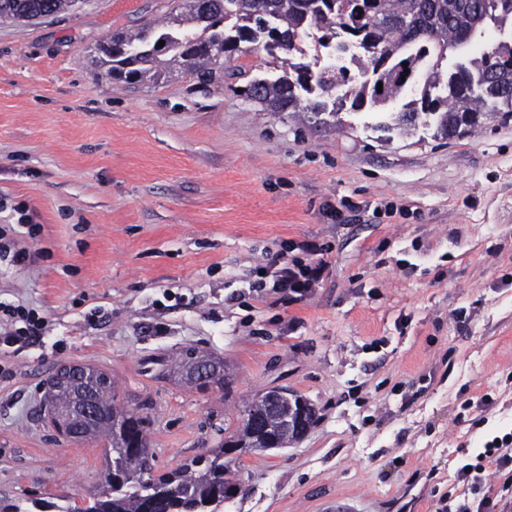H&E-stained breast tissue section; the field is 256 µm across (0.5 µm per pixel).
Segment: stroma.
<instances>
[{"instance_id":"1","label":"stroma","mask_w":512,"mask_h":512,"mask_svg":"<svg viewBox=\"0 0 512 512\" xmlns=\"http://www.w3.org/2000/svg\"><path fill=\"white\" fill-rule=\"evenodd\" d=\"M177 5L0 21V302L41 318L0 351V496L55 512L96 489L102 448L40 417L45 379L92 364L148 415L162 470L259 392L316 405L299 443L242 458L221 512H454L457 470L512 440V120L448 141L384 139L367 109L301 124L243 95L282 73L259 44L209 80L103 76L101 43ZM306 241L327 250L311 293L251 290ZM192 349L233 366L229 392L157 377ZM477 496L512 512V479L486 465Z\"/></svg>"}]
</instances>
